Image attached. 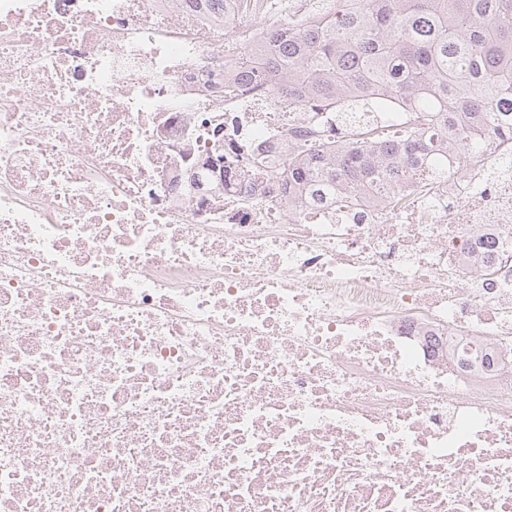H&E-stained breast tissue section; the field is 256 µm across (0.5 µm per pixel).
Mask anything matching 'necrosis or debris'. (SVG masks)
Wrapping results in <instances>:
<instances>
[{
  "label": "necrosis or debris",
  "mask_w": 512,
  "mask_h": 512,
  "mask_svg": "<svg viewBox=\"0 0 512 512\" xmlns=\"http://www.w3.org/2000/svg\"><path fill=\"white\" fill-rule=\"evenodd\" d=\"M291 17L0 0V512H512V143L291 205L315 113L224 93Z\"/></svg>",
  "instance_id": "1"
}]
</instances>
